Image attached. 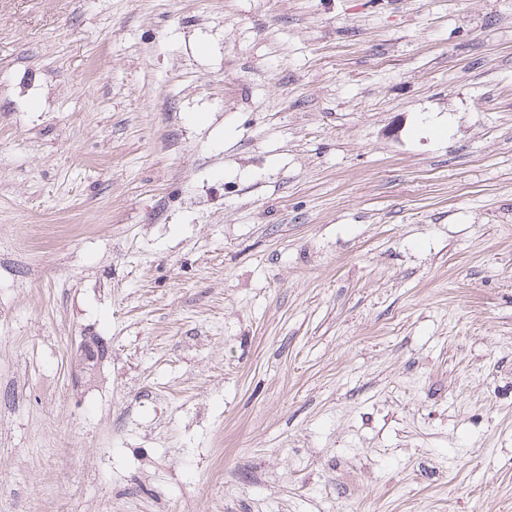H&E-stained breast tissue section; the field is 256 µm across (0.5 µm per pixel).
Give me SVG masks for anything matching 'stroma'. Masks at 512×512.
I'll list each match as a JSON object with an SVG mask.
<instances>
[{
  "label": "stroma",
  "instance_id": "stroma-1",
  "mask_svg": "<svg viewBox=\"0 0 512 512\" xmlns=\"http://www.w3.org/2000/svg\"><path fill=\"white\" fill-rule=\"evenodd\" d=\"M0 512H512V0H0Z\"/></svg>",
  "mask_w": 512,
  "mask_h": 512
}]
</instances>
